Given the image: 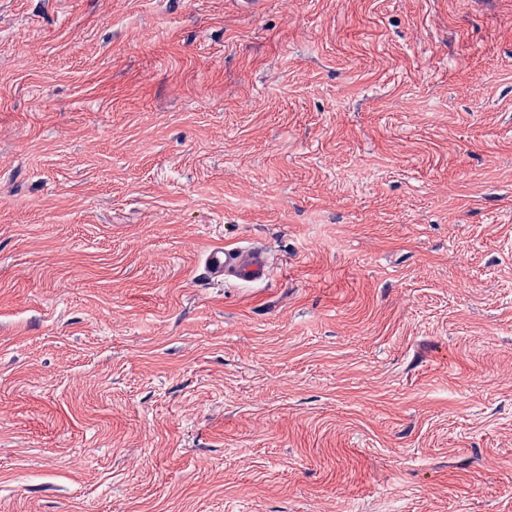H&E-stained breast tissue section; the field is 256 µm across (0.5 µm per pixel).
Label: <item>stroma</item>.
Returning <instances> with one entry per match:
<instances>
[{
  "label": "stroma",
  "mask_w": 512,
  "mask_h": 512,
  "mask_svg": "<svg viewBox=\"0 0 512 512\" xmlns=\"http://www.w3.org/2000/svg\"><path fill=\"white\" fill-rule=\"evenodd\" d=\"M0 512H512V0H0ZM209 278L222 281L263 282L271 270L267 253L258 248H226L215 245L205 253Z\"/></svg>",
  "instance_id": "1"
}]
</instances>
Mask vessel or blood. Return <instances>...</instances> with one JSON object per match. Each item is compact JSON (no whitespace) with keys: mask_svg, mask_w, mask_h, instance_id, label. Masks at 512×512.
Segmentation results:
<instances>
[{"mask_svg":"<svg viewBox=\"0 0 512 512\" xmlns=\"http://www.w3.org/2000/svg\"><path fill=\"white\" fill-rule=\"evenodd\" d=\"M205 267L210 278L242 282H263L271 270L266 252L258 248L211 247L205 253Z\"/></svg>","mask_w":512,"mask_h":512,"instance_id":"b4317fda","label":"vessel or blood"}]
</instances>
